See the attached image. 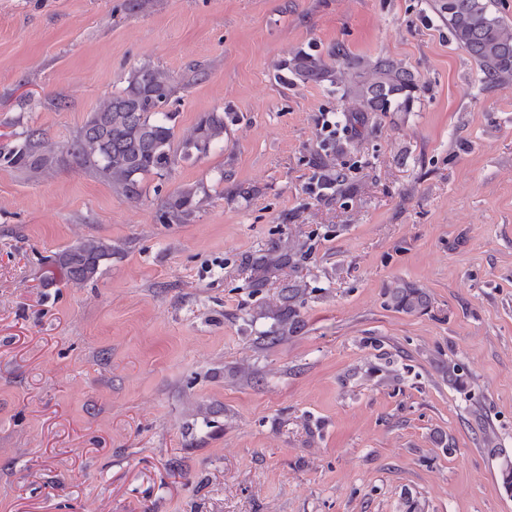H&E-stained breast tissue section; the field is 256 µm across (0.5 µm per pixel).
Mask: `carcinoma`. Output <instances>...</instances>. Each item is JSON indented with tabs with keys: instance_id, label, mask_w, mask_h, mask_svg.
Masks as SVG:
<instances>
[{
	"instance_id": "carcinoma-1",
	"label": "carcinoma",
	"mask_w": 512,
	"mask_h": 512,
	"mask_svg": "<svg viewBox=\"0 0 512 512\" xmlns=\"http://www.w3.org/2000/svg\"><path fill=\"white\" fill-rule=\"evenodd\" d=\"M433 8L448 24L454 41L476 63L483 86L511 88L512 27L491 13L488 0H434ZM279 68L286 85L299 81L342 86L344 95L359 104L347 120L356 133L370 112L410 111L421 90L417 73L405 64L388 58L352 56L341 44L326 59L297 51L281 61ZM174 91V79L168 72L151 64L135 68L125 86L82 126L70 154L109 183L113 191L130 201L139 200L146 178L167 177L180 161L199 159L211 145L224 139V114L208 112L189 136L174 145L176 113L166 110ZM0 162L29 180H37L58 163V158L42 132L25 130L17 134L9 149L0 151ZM200 203L198 188L185 184L162 200L163 217L181 224ZM104 256L105 247L93 241L80 242L62 254L59 264L69 280L83 281L95 272ZM289 257L288 252L274 246L255 266L267 270ZM391 299L396 308L407 313L427 308V299L417 288H394ZM499 458L502 487L511 493L512 456L501 452Z\"/></svg>"
}]
</instances>
